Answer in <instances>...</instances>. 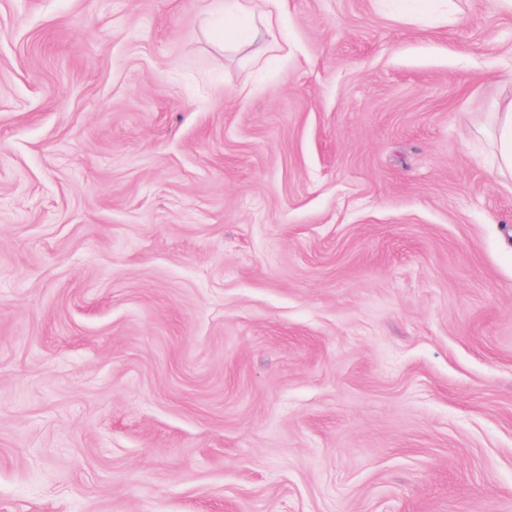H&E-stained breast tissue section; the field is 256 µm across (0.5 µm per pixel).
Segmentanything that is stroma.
Listing matches in <instances>:
<instances>
[{"label": "stroma", "mask_w": 512, "mask_h": 512, "mask_svg": "<svg viewBox=\"0 0 512 512\" xmlns=\"http://www.w3.org/2000/svg\"><path fill=\"white\" fill-rule=\"evenodd\" d=\"M0 0V512H512L496 0ZM251 0H226L224 2V29L231 28L235 30L237 40L242 44H252L268 35L272 38V49L277 51L284 50V46L277 41L272 29V22L270 17L267 19L265 29H260L257 26H245L241 24L243 14H246L250 6L247 3Z\"/></svg>", "instance_id": "35a3bbf8"}]
</instances>
